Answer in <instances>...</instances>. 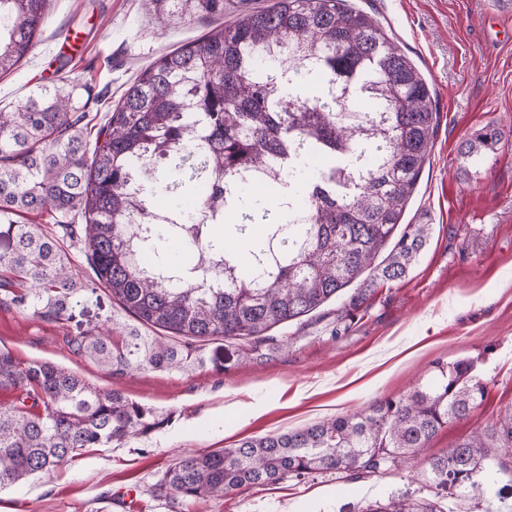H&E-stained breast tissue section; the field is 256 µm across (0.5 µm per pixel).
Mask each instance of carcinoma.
<instances>
[{"label": "carcinoma", "mask_w": 512, "mask_h": 512, "mask_svg": "<svg viewBox=\"0 0 512 512\" xmlns=\"http://www.w3.org/2000/svg\"><path fill=\"white\" fill-rule=\"evenodd\" d=\"M54 0H0V73L32 49ZM155 21L224 13V0H143ZM77 85L52 81L0 112V213H73L94 278L39 224L0 231V290L63 325L82 294L104 289L141 324L174 338L111 327L72 337L75 354L112 372L222 371L276 348L271 331L359 282L343 304L352 321L379 282L404 278L430 236L403 219L432 146L437 112L426 78L372 16L350 0H274L143 70L109 111L92 155ZM494 126L473 130L465 162L496 149ZM276 169L265 191L252 172ZM288 189V199L282 190ZM180 241L183 257L168 251ZM217 342L210 352L204 349ZM0 488L49 474L85 448L146 437L170 416L101 391L51 362L0 350ZM486 393L470 359L436 364L433 381L235 448L183 456L160 489L189 500L317 472L361 477L401 466ZM512 412L428 462L439 492L509 490ZM362 512H436L408 494Z\"/></svg>", "instance_id": "carcinoma-1"}]
</instances>
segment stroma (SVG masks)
<instances>
[{
    "instance_id": "35a3bbf8",
    "label": "stroma",
    "mask_w": 512,
    "mask_h": 512,
    "mask_svg": "<svg viewBox=\"0 0 512 512\" xmlns=\"http://www.w3.org/2000/svg\"><path fill=\"white\" fill-rule=\"evenodd\" d=\"M377 19L431 86L438 113L406 222L431 235L405 278L377 286L349 330L341 302L275 329L270 357L224 371L129 369L113 374L71 353L82 327L118 330L137 320L106 293L89 298L69 326L19 310L0 292V350L48 361L102 391L170 414L171 423L121 445L86 448L67 466L0 489V512H361L409 493L439 512H512V496L436 495L427 461L512 409V0H353ZM270 0H224L215 17L159 28L141 0H56L31 53L0 75V110L23 105L38 85L65 76L100 98L84 121L94 143L111 105L162 55L203 39ZM503 133L494 152L462 175L459 149L474 129ZM470 358L485 401L442 429L404 468L352 479L314 473L184 500L158 486L180 456L236 447L365 409L424 383L434 363Z\"/></svg>"
}]
</instances>
